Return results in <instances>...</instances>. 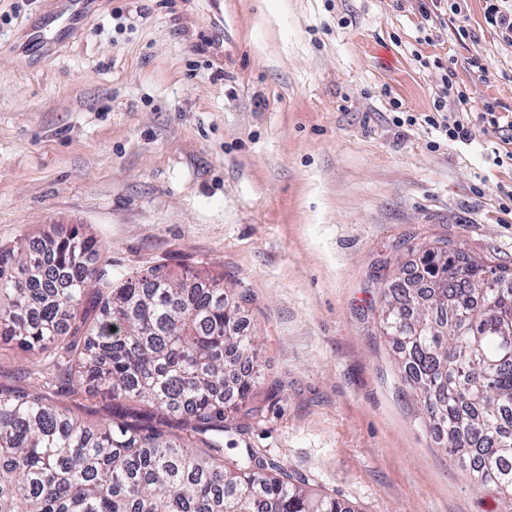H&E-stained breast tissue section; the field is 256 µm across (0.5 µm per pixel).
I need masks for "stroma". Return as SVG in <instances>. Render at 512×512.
<instances>
[{
  "label": "stroma",
  "instance_id": "35a3bbf8",
  "mask_svg": "<svg viewBox=\"0 0 512 512\" xmlns=\"http://www.w3.org/2000/svg\"><path fill=\"white\" fill-rule=\"evenodd\" d=\"M60 8L0 0V244L74 225L113 273L223 276L250 297L263 412L231 416L252 447L351 512H500L439 450L375 315L378 267L433 238L512 270V160L479 122L429 150L422 120L452 58L473 112L512 109L485 0L425 26L415 0H98L74 32L52 28ZM394 100L415 125H393ZM31 366L0 345V389L110 421L105 394Z\"/></svg>",
  "mask_w": 512,
  "mask_h": 512
}]
</instances>
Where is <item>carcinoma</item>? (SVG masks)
<instances>
[{
  "mask_svg": "<svg viewBox=\"0 0 512 512\" xmlns=\"http://www.w3.org/2000/svg\"><path fill=\"white\" fill-rule=\"evenodd\" d=\"M74 230L0 246V343L53 352L76 385L112 398L92 429L37 391L0 390V512H350L252 447L226 418L257 379L247 293L160 267L120 278ZM380 296L382 327L441 450L512 512V357L490 329L512 312V273L449 240ZM235 450L225 454L224 444Z\"/></svg>",
  "mask_w": 512,
  "mask_h": 512,
  "instance_id": "obj_1",
  "label": "carcinoma"
}]
</instances>
